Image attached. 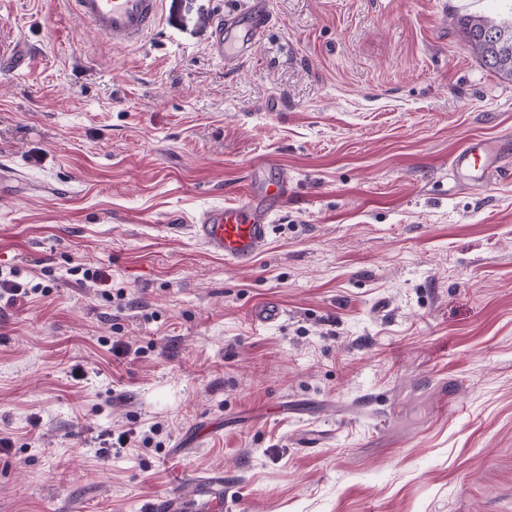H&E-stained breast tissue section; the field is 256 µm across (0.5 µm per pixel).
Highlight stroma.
I'll list each match as a JSON object with an SVG mask.
<instances>
[{"instance_id": "35a3bbf8", "label": "stroma", "mask_w": 512, "mask_h": 512, "mask_svg": "<svg viewBox=\"0 0 512 512\" xmlns=\"http://www.w3.org/2000/svg\"><path fill=\"white\" fill-rule=\"evenodd\" d=\"M239 6L164 0L119 49L0 0V269L30 290L0 301V512H148L208 472L227 512H512V179L448 168L512 162V81L457 26L512 6L269 0L227 71ZM268 156L292 195L228 263L189 225ZM269 24L266 0H249L243 8L231 10L211 22L210 56L232 70L252 54ZM501 147L482 139L467 143L449 159L448 167L460 181L482 179L497 169Z\"/></svg>"}]
</instances>
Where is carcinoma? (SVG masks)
<instances>
[{"instance_id":"1","label":"carcinoma","mask_w":512,"mask_h":512,"mask_svg":"<svg viewBox=\"0 0 512 512\" xmlns=\"http://www.w3.org/2000/svg\"><path fill=\"white\" fill-rule=\"evenodd\" d=\"M467 48L480 63L509 80L512 79V24L499 25L481 16L466 15L458 20Z\"/></svg>"}]
</instances>
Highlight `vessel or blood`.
<instances>
[{"mask_svg":"<svg viewBox=\"0 0 512 512\" xmlns=\"http://www.w3.org/2000/svg\"><path fill=\"white\" fill-rule=\"evenodd\" d=\"M164 0H69L73 11L107 36L116 46L141 42L160 24ZM269 24L266 0H247L243 8L224 13L211 22L208 43L210 56L232 70L252 54ZM499 146L477 139L457 150L448 167L460 181H473L496 171ZM278 162L268 157L253 166L245 189L237 200L203 212L190 230L205 249L235 264L245 265L268 245L275 214L288 202V181L276 177ZM195 496L200 502L185 506L181 494L164 500L161 512H222L223 489L220 479L195 481Z\"/></svg>","mask_w":512,"mask_h":512,"instance_id":"b4317fda","label":"vessel or blood"}]
</instances>
